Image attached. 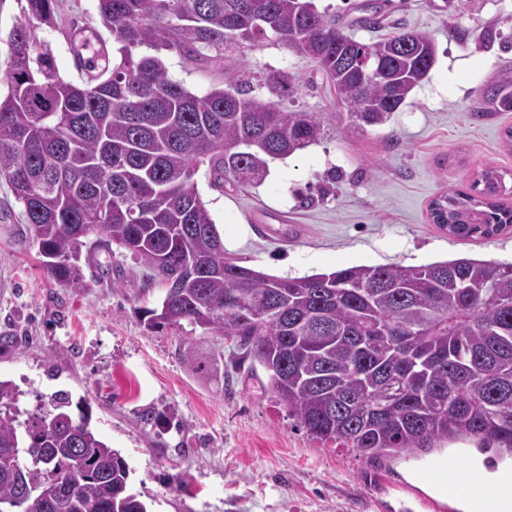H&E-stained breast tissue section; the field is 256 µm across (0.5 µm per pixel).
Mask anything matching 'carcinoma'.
<instances>
[{
    "instance_id": "1",
    "label": "carcinoma",
    "mask_w": 512,
    "mask_h": 512,
    "mask_svg": "<svg viewBox=\"0 0 512 512\" xmlns=\"http://www.w3.org/2000/svg\"><path fill=\"white\" fill-rule=\"evenodd\" d=\"M62 0H25L7 35L0 96V178L23 205L25 242L52 261L56 283L88 287L76 264L115 244L162 284L150 326L188 320L235 342L267 373L268 390L313 438L374 457L459 437L512 449V263L458 258L357 265L280 277L239 264L197 190L262 180L268 161L336 132L384 124L436 60L434 39L397 31L355 39L315 0H98L116 56L97 32L71 49L87 79L56 71L39 35ZM273 36L310 59L348 107L340 124L251 95L247 83L203 94L173 78L161 52L219 64L224 51ZM512 69L481 92L475 117L512 111ZM495 167L472 191L429 207L460 239L512 228V193ZM19 391L0 381V512H148L120 453L73 418L68 397L21 419Z\"/></svg>"
}]
</instances>
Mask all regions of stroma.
Listing matches in <instances>:
<instances>
[{
    "instance_id": "obj_1",
    "label": "stroma",
    "mask_w": 512,
    "mask_h": 512,
    "mask_svg": "<svg viewBox=\"0 0 512 512\" xmlns=\"http://www.w3.org/2000/svg\"><path fill=\"white\" fill-rule=\"evenodd\" d=\"M356 39L404 29L429 33L436 61L388 121L336 134L270 161L257 184L197 189L224 239L245 266L280 277L355 265H426L457 258L512 262V229L463 240L429 220L440 194L469 186L491 166L512 171L504 130L512 112L475 117L479 91L512 66V0H318ZM99 30L97 0H64L47 32L62 78L85 77L69 36ZM170 73L192 91L248 77L268 99L270 75L295 86L281 106L341 112L315 64L274 39L229 48L220 69L168 52ZM335 174L327 193L319 187ZM288 219L285 240L260 236L251 217ZM22 206L0 179V381L16 386L19 407L38 412L54 394L88 408L91 426L128 463L131 487L149 512H398L405 484L444 449L370 459L309 436L267 389L234 343L190 322L145 324L140 311L164 293L148 284L129 251L99 250L83 272L87 289L57 284L35 247L25 246ZM111 263L116 280L102 274Z\"/></svg>"
}]
</instances>
